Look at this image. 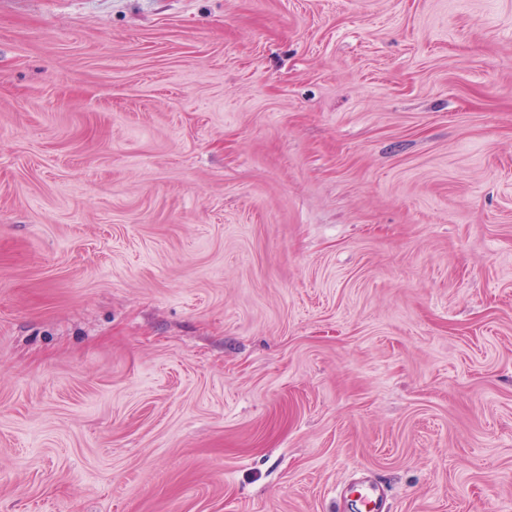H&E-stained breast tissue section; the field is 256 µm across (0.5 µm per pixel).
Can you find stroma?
Returning <instances> with one entry per match:
<instances>
[{
	"label": "stroma",
	"instance_id": "obj_1",
	"mask_svg": "<svg viewBox=\"0 0 512 512\" xmlns=\"http://www.w3.org/2000/svg\"><path fill=\"white\" fill-rule=\"evenodd\" d=\"M512 512V0H0V512Z\"/></svg>",
	"mask_w": 512,
	"mask_h": 512
}]
</instances>
